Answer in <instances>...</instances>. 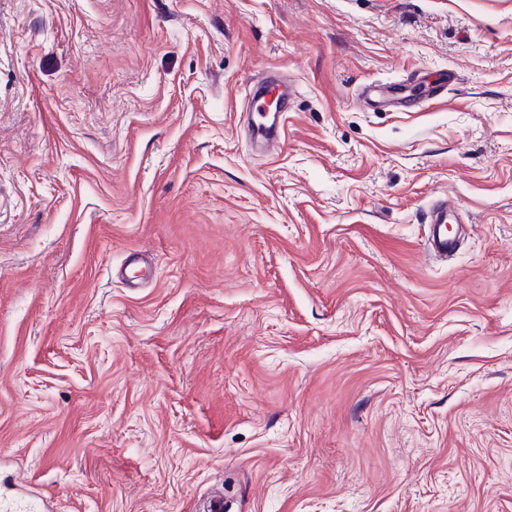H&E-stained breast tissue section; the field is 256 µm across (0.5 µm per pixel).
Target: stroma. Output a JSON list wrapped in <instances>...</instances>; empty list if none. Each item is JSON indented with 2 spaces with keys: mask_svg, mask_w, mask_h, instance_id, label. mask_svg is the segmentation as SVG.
Masks as SVG:
<instances>
[{
  "mask_svg": "<svg viewBox=\"0 0 512 512\" xmlns=\"http://www.w3.org/2000/svg\"><path fill=\"white\" fill-rule=\"evenodd\" d=\"M14 474L53 512H512V0H0ZM267 96V107L270 111H276L280 106L279 92L276 89H270L266 93ZM266 107V101L258 104L255 108V112L258 114V122L255 123L250 131L251 136L257 142H260L263 150L266 153H274L281 147V141L278 134H272V126H267V122L270 119L271 113H273L274 119L277 112H268ZM458 207L456 202L448 200L447 195L436 198L428 207L429 248L434 254L441 256L453 254L461 239L464 238L465 228L462 224L458 225L454 236L448 235V214L456 218Z\"/></svg>",
  "mask_w": 512,
  "mask_h": 512,
  "instance_id": "stroma-1",
  "label": "stroma"
}]
</instances>
